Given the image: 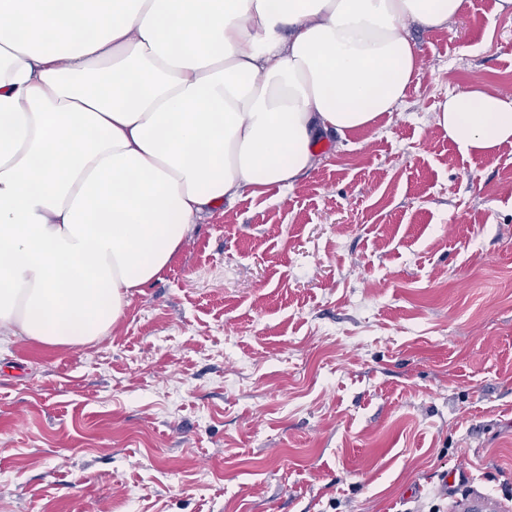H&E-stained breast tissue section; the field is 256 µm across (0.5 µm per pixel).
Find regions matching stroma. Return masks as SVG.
<instances>
[{"label": "stroma", "mask_w": 512, "mask_h": 512, "mask_svg": "<svg viewBox=\"0 0 512 512\" xmlns=\"http://www.w3.org/2000/svg\"><path fill=\"white\" fill-rule=\"evenodd\" d=\"M495 3L408 22L397 111L204 217L110 336L0 341V512H512V145L435 119L512 95ZM436 119L463 156L512 143V99L483 86L448 92Z\"/></svg>", "instance_id": "1"}]
</instances>
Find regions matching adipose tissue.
<instances>
[{
    "label": "adipose tissue",
    "mask_w": 512,
    "mask_h": 512,
    "mask_svg": "<svg viewBox=\"0 0 512 512\" xmlns=\"http://www.w3.org/2000/svg\"><path fill=\"white\" fill-rule=\"evenodd\" d=\"M463 0H0V333L110 335L206 213L311 169L330 131L395 112L406 20ZM462 155L512 143V99L449 92Z\"/></svg>",
    "instance_id": "1"
}]
</instances>
